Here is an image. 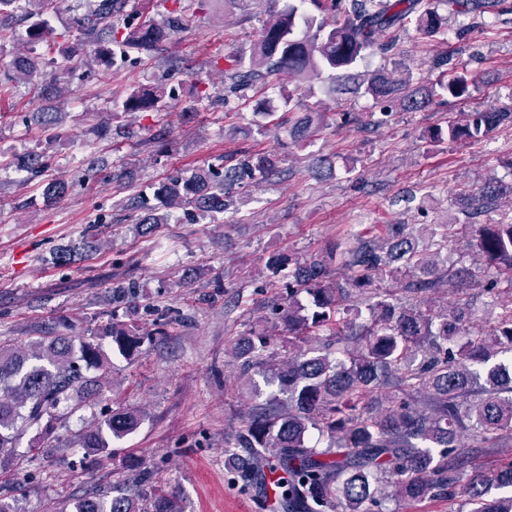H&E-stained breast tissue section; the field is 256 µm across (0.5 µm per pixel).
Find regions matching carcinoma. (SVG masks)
Returning <instances> with one entry per match:
<instances>
[{
  "instance_id": "1",
  "label": "carcinoma",
  "mask_w": 512,
  "mask_h": 512,
  "mask_svg": "<svg viewBox=\"0 0 512 512\" xmlns=\"http://www.w3.org/2000/svg\"><path fill=\"white\" fill-rule=\"evenodd\" d=\"M55 0H0V28L23 14L27 39L39 43L52 36L45 13ZM171 3L163 21L132 24L129 0H96L78 16L69 38L49 45L64 57L92 49L108 66L134 51H151L191 20L181 0ZM318 14L290 7L272 15L259 43L247 57L230 55L225 66L212 57L208 65L224 68L235 85H268L286 74L295 90L312 92L313 82L329 73L357 96L393 103L406 112H421L433 103L464 101L471 79L463 61L437 58L440 74L432 82L413 79L409 70H376L368 78L353 73L358 62L396 46L400 35L415 28L433 38L448 30V14L429 0H301ZM499 0H443L449 14L474 17L498 6ZM384 33L391 35L380 40ZM55 58L28 53L17 57L20 78L49 77L53 86L72 77L59 72ZM162 89L135 87L122 101L124 112H158ZM512 123L511 112L473 110L448 116L430 131L434 141L473 144L499 125ZM315 123L308 113L288 129L297 141L310 136ZM281 159L274 153L247 155L233 165L199 168L188 177L157 184L158 204L138 197L144 234L168 215L159 206H193L224 212L229 191L245 178L266 180ZM49 200L59 201L68 184L52 180L43 186ZM501 187L492 181L468 192L463 211L482 209ZM450 224H424L412 231L391 224L385 234L364 240H338L327 255L306 260L270 256L269 276L288 270L286 296L279 320L288 333V358L266 359L270 334L252 331L230 346L243 372H271L283 396L252 405L224 457L241 481L259 484L265 470L280 473L283 512H380L392 497L415 510L436 498L455 495L457 473L466 462L461 436L491 447L512 442V304L502 307L496 328L471 332L476 310L470 290L479 288L492 305L505 293L512 297V222L477 224L475 247L482 257L480 278L464 268L452 270L442 260ZM336 263V269L330 264ZM401 281L406 302L379 288V279ZM455 290V299L436 308L428 294ZM141 340L132 326L100 316L87 326L80 343L58 333L41 336L29 348H0V466L31 429L36 440L53 437L70 406L80 407L103 396L112 378V356L126 361L138 353ZM489 367L490 388H476L478 367ZM143 415L134 409L112 411L77 434L74 443L90 457L112 454V442L133 433ZM326 438L323 448L312 434ZM470 512H512V457L504 456L496 474L466 487ZM70 512H185L173 494L145 504L119 488L112 494L90 493L74 499Z\"/></svg>"
}]
</instances>
